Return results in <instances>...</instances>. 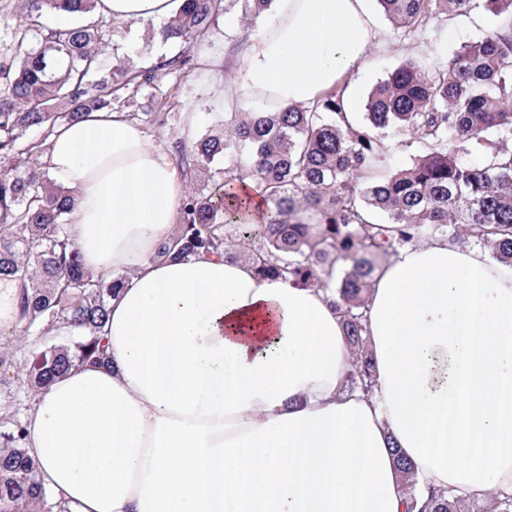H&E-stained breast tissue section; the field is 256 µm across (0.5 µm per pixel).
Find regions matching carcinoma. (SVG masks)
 I'll list each match as a JSON object with an SVG mask.
<instances>
[{
  "instance_id": "1",
  "label": "carcinoma",
  "mask_w": 512,
  "mask_h": 512,
  "mask_svg": "<svg viewBox=\"0 0 512 512\" xmlns=\"http://www.w3.org/2000/svg\"><path fill=\"white\" fill-rule=\"evenodd\" d=\"M272 0H182L161 29L163 40L191 43L210 32L220 12L240 7L251 25ZM405 38L427 36L448 20L480 10L494 18L479 42L426 70L396 68L368 94L364 119L345 112L341 88L310 106L280 112H226L222 128L192 145L171 142L188 188L173 238L153 259L224 257L251 264L263 278L306 287L336 283L352 355L350 389L370 394L376 369L367 344L364 308L380 262L433 238L480 246L512 266V0H377ZM97 0H18L11 40H0V280L20 282L16 335L42 341L37 351L0 347L36 395L72 368L105 362L108 306L127 273L95 275L72 243L66 214L72 192L56 185L40 161L56 129L90 110L112 107L120 90L150 84L185 63L174 56L151 67L106 55ZM49 14L83 24L31 32ZM401 133L419 152L389 171V134ZM477 154L483 164L473 165ZM224 162V177L210 165ZM253 178L265 212L252 221L230 185ZM387 214V221L375 214ZM70 335L58 341L55 328ZM25 429L13 414L0 421V512H55L68 503L40 487L22 446ZM410 512H465L451 488L419 492L414 465L399 450Z\"/></svg>"
}]
</instances>
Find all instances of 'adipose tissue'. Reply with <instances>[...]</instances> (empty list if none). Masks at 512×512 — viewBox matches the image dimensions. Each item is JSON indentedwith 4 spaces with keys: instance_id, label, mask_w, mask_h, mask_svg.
I'll return each instance as SVG.
<instances>
[{
    "instance_id": "ef3b65f1",
    "label": "adipose tissue",
    "mask_w": 512,
    "mask_h": 512,
    "mask_svg": "<svg viewBox=\"0 0 512 512\" xmlns=\"http://www.w3.org/2000/svg\"><path fill=\"white\" fill-rule=\"evenodd\" d=\"M179 0H99L146 23ZM369 0H276L231 93L306 105L369 62ZM74 190L86 268L130 271L108 358L35 396L24 425L42 486L73 512H405L394 450L421 484L512 495V268L434 240L383 264L369 294L377 387H345L336 293L232 259L154 260L185 180L126 113L60 127L44 156Z\"/></svg>"
}]
</instances>
